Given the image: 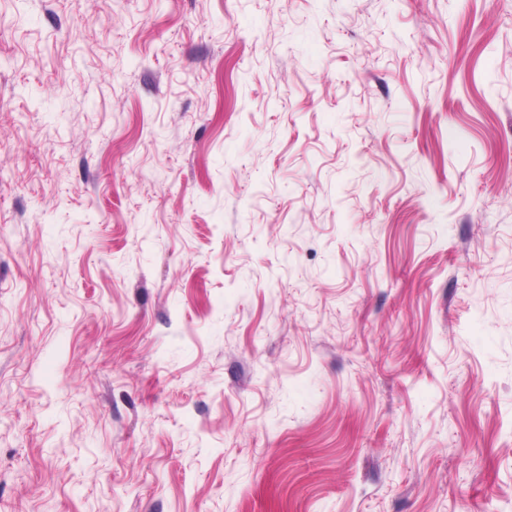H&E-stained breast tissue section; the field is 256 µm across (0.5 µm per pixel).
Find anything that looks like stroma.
<instances>
[{
  "mask_svg": "<svg viewBox=\"0 0 512 512\" xmlns=\"http://www.w3.org/2000/svg\"><path fill=\"white\" fill-rule=\"evenodd\" d=\"M0 512H512V0H0Z\"/></svg>",
  "mask_w": 512,
  "mask_h": 512,
  "instance_id": "1",
  "label": "stroma"
}]
</instances>
